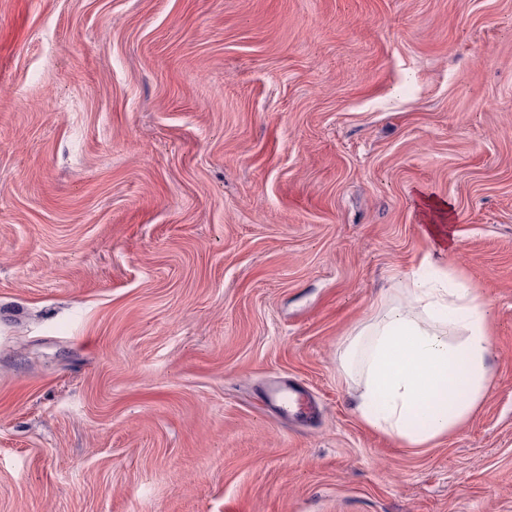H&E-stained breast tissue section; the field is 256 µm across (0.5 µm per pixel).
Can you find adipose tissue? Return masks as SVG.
<instances>
[{"instance_id": "adipose-tissue-1", "label": "adipose tissue", "mask_w": 512, "mask_h": 512, "mask_svg": "<svg viewBox=\"0 0 512 512\" xmlns=\"http://www.w3.org/2000/svg\"><path fill=\"white\" fill-rule=\"evenodd\" d=\"M423 262L434 274L414 281L413 303L361 324L342 355L343 369L361 378L362 420L413 448L467 421L492 381L486 305L438 255Z\"/></svg>"}]
</instances>
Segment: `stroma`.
Listing matches in <instances>:
<instances>
[{
  "label": "stroma",
  "mask_w": 512,
  "mask_h": 512,
  "mask_svg": "<svg viewBox=\"0 0 512 512\" xmlns=\"http://www.w3.org/2000/svg\"><path fill=\"white\" fill-rule=\"evenodd\" d=\"M429 200L493 379L412 448L341 353ZM0 512H512V0H0ZM267 400L278 405L280 411L285 415L289 413L295 415L302 413L312 414L315 408L312 400L297 391H292L290 388L269 389Z\"/></svg>",
  "instance_id": "1"
}]
</instances>
